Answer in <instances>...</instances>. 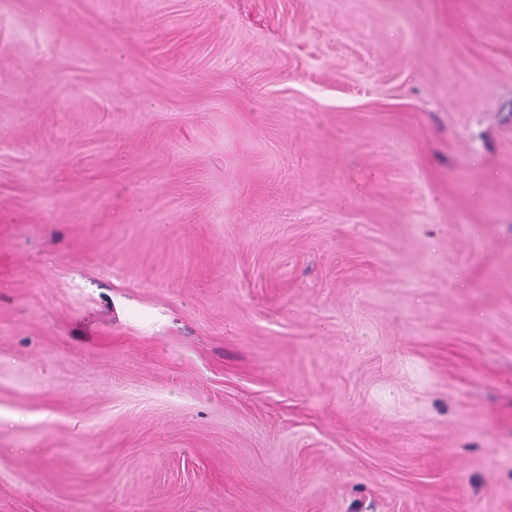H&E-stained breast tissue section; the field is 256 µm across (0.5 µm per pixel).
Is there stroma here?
I'll return each mask as SVG.
<instances>
[{"label":"stroma","mask_w":512,"mask_h":512,"mask_svg":"<svg viewBox=\"0 0 512 512\" xmlns=\"http://www.w3.org/2000/svg\"><path fill=\"white\" fill-rule=\"evenodd\" d=\"M0 512H512V0H0Z\"/></svg>","instance_id":"obj_1"}]
</instances>
